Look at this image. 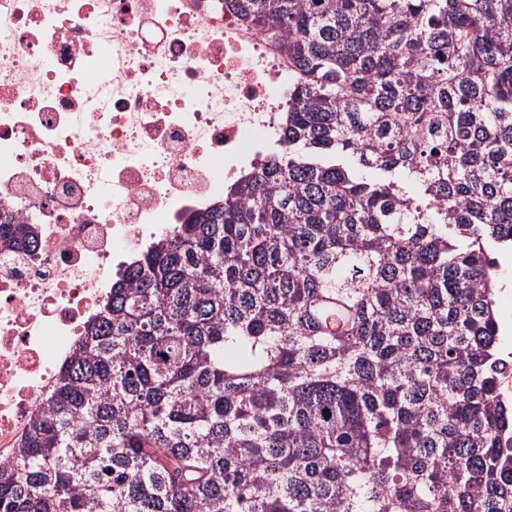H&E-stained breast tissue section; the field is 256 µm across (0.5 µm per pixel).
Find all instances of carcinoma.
Segmentation results:
<instances>
[{
    "mask_svg": "<svg viewBox=\"0 0 512 512\" xmlns=\"http://www.w3.org/2000/svg\"><path fill=\"white\" fill-rule=\"evenodd\" d=\"M227 6L299 75L280 150L112 284L0 512H512V0ZM497 385L505 410L512 409V347L500 349L497 358Z\"/></svg>",
    "mask_w": 512,
    "mask_h": 512,
    "instance_id": "obj_1",
    "label": "carcinoma"
}]
</instances>
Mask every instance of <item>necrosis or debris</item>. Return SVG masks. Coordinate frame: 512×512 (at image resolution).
Masks as SVG:
<instances>
[{
	"label": "necrosis or debris",
	"instance_id": "obj_1",
	"mask_svg": "<svg viewBox=\"0 0 512 512\" xmlns=\"http://www.w3.org/2000/svg\"><path fill=\"white\" fill-rule=\"evenodd\" d=\"M295 70L224 0H0V462L127 263L279 145ZM13 217L10 214L4 215L0 220V243L4 248L13 247L19 243H27L32 249L37 247L32 225L13 224Z\"/></svg>",
	"mask_w": 512,
	"mask_h": 512
}]
</instances>
